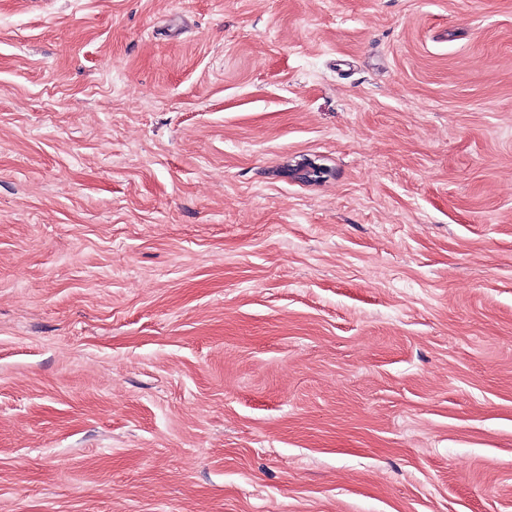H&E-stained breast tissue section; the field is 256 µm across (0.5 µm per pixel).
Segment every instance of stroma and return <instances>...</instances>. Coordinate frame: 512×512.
I'll list each match as a JSON object with an SVG mask.
<instances>
[{
  "instance_id": "1",
  "label": "stroma",
  "mask_w": 512,
  "mask_h": 512,
  "mask_svg": "<svg viewBox=\"0 0 512 512\" xmlns=\"http://www.w3.org/2000/svg\"><path fill=\"white\" fill-rule=\"evenodd\" d=\"M0 512H512V0H0Z\"/></svg>"
}]
</instances>
